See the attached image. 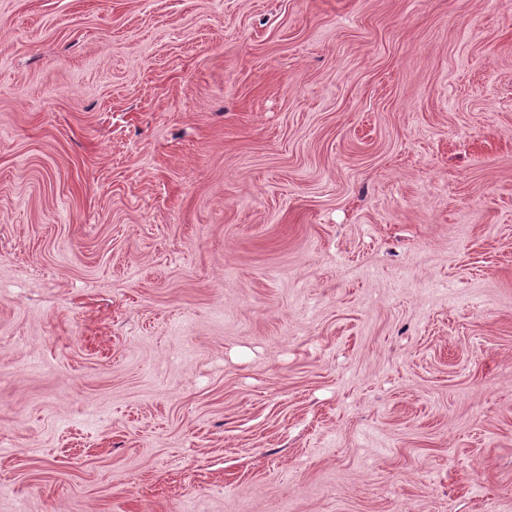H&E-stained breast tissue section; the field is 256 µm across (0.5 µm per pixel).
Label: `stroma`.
<instances>
[{
	"instance_id": "obj_1",
	"label": "stroma",
	"mask_w": 512,
	"mask_h": 512,
	"mask_svg": "<svg viewBox=\"0 0 512 512\" xmlns=\"http://www.w3.org/2000/svg\"><path fill=\"white\" fill-rule=\"evenodd\" d=\"M0 512H512V0H0Z\"/></svg>"
}]
</instances>
